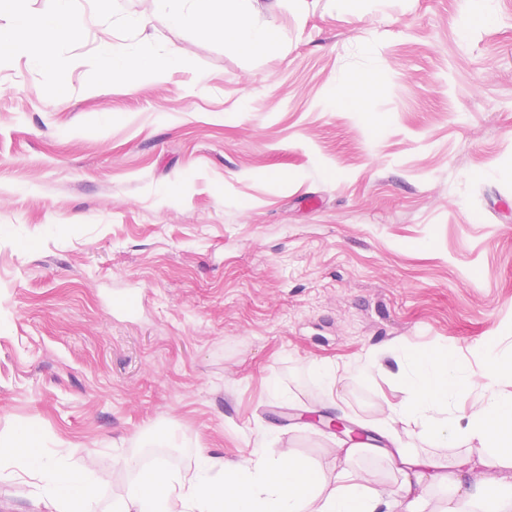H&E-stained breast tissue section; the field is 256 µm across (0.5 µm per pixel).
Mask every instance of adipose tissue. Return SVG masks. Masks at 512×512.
I'll use <instances>...</instances> for the list:
<instances>
[{
	"label": "adipose tissue",
	"mask_w": 512,
	"mask_h": 512,
	"mask_svg": "<svg viewBox=\"0 0 512 512\" xmlns=\"http://www.w3.org/2000/svg\"><path fill=\"white\" fill-rule=\"evenodd\" d=\"M174 24L190 25L223 41L235 52L254 56L271 52L284 40L280 29L255 20V0H158ZM483 367L454 359V351L437 344L396 357L395 376L407 390L399 403L384 402L377 413L384 424L404 417L414 423L423 445L400 454V475L392 485L375 483L350 470L355 459L373 451L369 443L342 441L331 453L341 466L334 480L309 460L279 448L269 433L247 449L238 463L198 451L189 472L157 463L136 469L126 497L113 512H424L434 488L453 493L444 512H512V394L499 384L512 379V358L494 347L481 350ZM483 391L468 410L456 407L471 385ZM480 447H469L470 439ZM459 447L454 460L437 459L433 446ZM20 469L33 479L48 512H82L97 496L87 464L69 457L34 459L25 440L0 449V473Z\"/></svg>",
	"instance_id": "obj_1"
}]
</instances>
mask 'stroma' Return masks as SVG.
<instances>
[{
    "mask_svg": "<svg viewBox=\"0 0 512 512\" xmlns=\"http://www.w3.org/2000/svg\"><path fill=\"white\" fill-rule=\"evenodd\" d=\"M118 6L183 64L87 87L118 40L97 28L66 99L0 64V445L93 453L89 512L124 495L123 457L186 472L266 430L330 476L301 414L375 430L404 343L512 355V0L466 30L471 0H259L287 41L258 57ZM368 68L373 111L342 109ZM0 512H45L30 478L0 476Z\"/></svg>",
    "mask_w": 512,
    "mask_h": 512,
    "instance_id": "stroma-1",
    "label": "stroma"
}]
</instances>
